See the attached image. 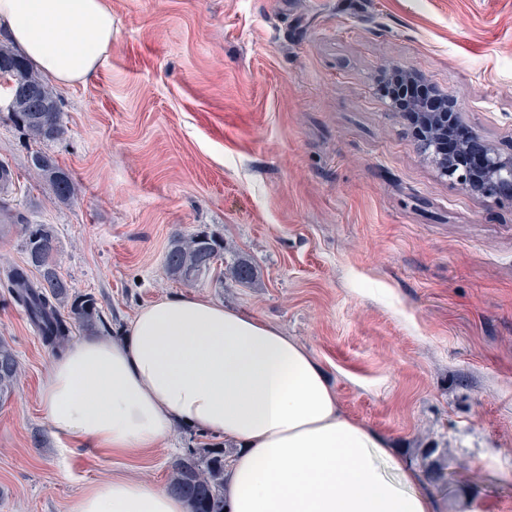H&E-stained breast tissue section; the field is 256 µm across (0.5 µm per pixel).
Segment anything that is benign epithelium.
I'll list each match as a JSON object with an SVG mask.
<instances>
[{"label": "benign epithelium", "mask_w": 512, "mask_h": 512, "mask_svg": "<svg viewBox=\"0 0 512 512\" xmlns=\"http://www.w3.org/2000/svg\"><path fill=\"white\" fill-rule=\"evenodd\" d=\"M385 74L394 89L388 107L413 115L418 147L439 173L470 195L496 204H512V154L501 153L470 131L459 141L455 154L442 153L440 143L462 126L457 101L440 90L433 98L409 95V88L421 80V75L411 68L394 66Z\"/></svg>", "instance_id": "obj_1"}]
</instances>
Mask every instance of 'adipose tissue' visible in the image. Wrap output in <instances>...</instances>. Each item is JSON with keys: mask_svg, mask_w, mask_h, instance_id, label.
Masks as SVG:
<instances>
[{"mask_svg": "<svg viewBox=\"0 0 512 512\" xmlns=\"http://www.w3.org/2000/svg\"><path fill=\"white\" fill-rule=\"evenodd\" d=\"M0 37L61 85L112 45L107 0H0ZM44 416L61 437L132 455L175 426L235 443L226 512H434L421 476L345 414L308 350L276 325L200 296L141 309L122 340L88 335L47 366ZM70 512H189L147 480L94 482Z\"/></svg>", "mask_w": 512, "mask_h": 512, "instance_id": "1", "label": "adipose tissue"}]
</instances>
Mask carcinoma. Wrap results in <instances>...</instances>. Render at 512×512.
<instances>
[{
  "label": "carcinoma",
  "instance_id": "carcinoma-1",
  "mask_svg": "<svg viewBox=\"0 0 512 512\" xmlns=\"http://www.w3.org/2000/svg\"><path fill=\"white\" fill-rule=\"evenodd\" d=\"M0 83L12 92L11 116L36 142L53 141L64 135L56 96L42 74L35 71L19 54L0 46ZM34 171L44 181L53 198L59 202L74 199L78 184L56 161L42 151L31 156ZM20 224L26 265L8 271L7 280L14 301L24 309L41 339L55 353H61L69 343L73 326L94 333L102 322L101 310L91 296L71 293V286L57 270V241L54 230L47 224ZM226 255L224 240L206 230L176 234L164 256L167 275L186 285H195L208 276L205 258L212 253ZM37 272L38 280L30 273ZM257 269L250 258L235 254L224 261V270L216 282L230 281L251 285ZM67 313H62V310ZM21 374V367L10 343L0 338V407L12 397ZM231 451L225 444L201 442L186 448L185 453L170 464L167 488L184 498L190 512H225L224 480L227 458Z\"/></svg>",
  "mask_w": 512,
  "mask_h": 512
}]
</instances>
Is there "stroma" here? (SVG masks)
Returning a JSON list of instances; mask_svg holds the SVG:
<instances>
[{"label": "stroma", "instance_id": "stroma-1", "mask_svg": "<svg viewBox=\"0 0 512 512\" xmlns=\"http://www.w3.org/2000/svg\"><path fill=\"white\" fill-rule=\"evenodd\" d=\"M112 46L54 85L65 133L37 143L0 106V337L22 366L0 408V512H69L111 477L166 486L180 427L138 457L56 438L53 356L12 301L16 217L50 225L60 274L101 334L173 295L265 319L322 366L343 411L408 459L436 512H512V206L462 191L375 89L388 65L455 98L512 151V0H108ZM80 187L54 200L30 166ZM204 229L256 266L254 287L168 277L174 234ZM31 161L34 166L32 169L47 184L55 200L67 202L78 195V184L50 155L36 151L32 154Z\"/></svg>", "mask_w": 512, "mask_h": 512}]
</instances>
